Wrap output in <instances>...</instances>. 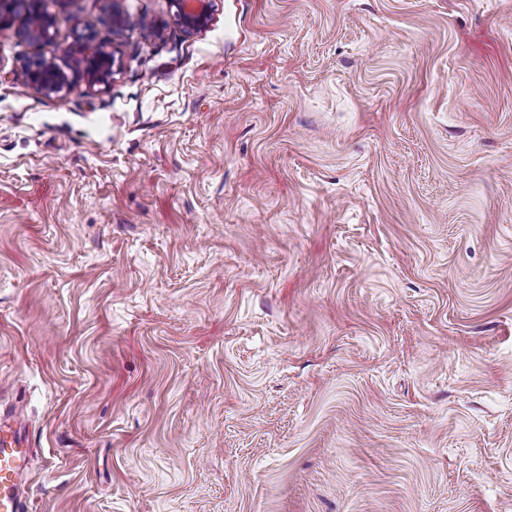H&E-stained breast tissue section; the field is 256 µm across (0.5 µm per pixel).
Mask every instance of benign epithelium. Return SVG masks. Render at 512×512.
<instances>
[{"label":"benign epithelium","mask_w":512,"mask_h":512,"mask_svg":"<svg viewBox=\"0 0 512 512\" xmlns=\"http://www.w3.org/2000/svg\"><path fill=\"white\" fill-rule=\"evenodd\" d=\"M31 0H0V28L16 27L23 37L49 51L24 63L29 84L45 94H53L71 86L69 75L56 62V47L52 41L53 18L40 15L37 22L30 21ZM174 11L172 20L187 34L206 29L212 20L215 0H171ZM114 56L104 46H99L94 56L84 65H73L72 71L86 78L91 86L108 82L112 76Z\"/></svg>","instance_id":"1"}]
</instances>
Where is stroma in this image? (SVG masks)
I'll use <instances>...</instances> for the list:
<instances>
[{"label":"stroma","mask_w":512,"mask_h":512,"mask_svg":"<svg viewBox=\"0 0 512 512\" xmlns=\"http://www.w3.org/2000/svg\"><path fill=\"white\" fill-rule=\"evenodd\" d=\"M44 8L116 65L0 30L30 512H512V0ZM215 0H171L172 20L187 34L206 29L212 20ZM91 47L99 48L94 56L86 59L85 66H78L76 60L83 57ZM66 53L73 59L72 71L85 77L90 86L106 83L111 78L114 66L113 53L111 54L103 45L95 44L92 36L82 37L75 45L67 48Z\"/></svg>","instance_id":"stroma-1"}]
</instances>
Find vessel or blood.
Returning a JSON list of instances; mask_svg holds the SVG:
<instances>
[{
    "instance_id": "b4317fda",
    "label": "vessel or blood",
    "mask_w": 512,
    "mask_h": 512,
    "mask_svg": "<svg viewBox=\"0 0 512 512\" xmlns=\"http://www.w3.org/2000/svg\"><path fill=\"white\" fill-rule=\"evenodd\" d=\"M32 438L23 423L0 422V512H29Z\"/></svg>"
}]
</instances>
